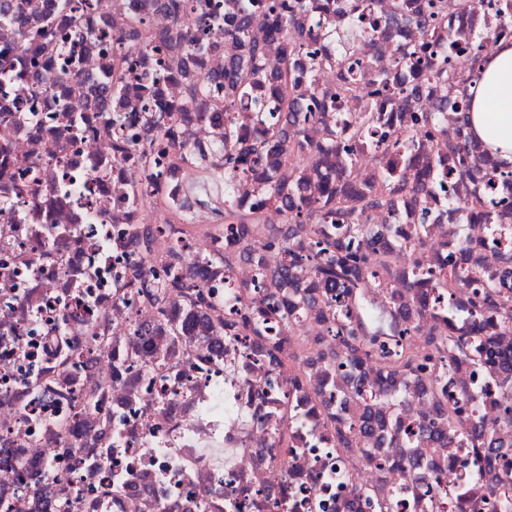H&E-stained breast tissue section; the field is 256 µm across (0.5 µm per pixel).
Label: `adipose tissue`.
<instances>
[{
  "label": "adipose tissue",
  "instance_id": "1",
  "mask_svg": "<svg viewBox=\"0 0 512 512\" xmlns=\"http://www.w3.org/2000/svg\"><path fill=\"white\" fill-rule=\"evenodd\" d=\"M470 93L473 136L496 160L512 164V44L497 45Z\"/></svg>",
  "mask_w": 512,
  "mask_h": 512
}]
</instances>
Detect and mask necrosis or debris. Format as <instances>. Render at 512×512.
Segmentation results:
<instances>
[{
  "label": "necrosis or debris",
  "instance_id": "1",
  "mask_svg": "<svg viewBox=\"0 0 512 512\" xmlns=\"http://www.w3.org/2000/svg\"><path fill=\"white\" fill-rule=\"evenodd\" d=\"M306 3L257 62L289 72L288 89L203 118L184 109V75L225 103L210 77L237 49L152 0H73L81 22L59 17L51 66L84 81L79 97L36 84L42 61L0 26V512H512V168L460 132L476 62L512 41V13L485 0L427 41L432 0ZM114 81L130 88L118 125L94 109ZM289 101L307 119L285 157L238 171L224 202L260 206L262 223L214 221L225 123L264 138ZM301 162L310 203L367 200L364 232L340 238L367 260L361 287L316 273L335 225L261 202L265 175ZM457 269L476 280L456 287ZM487 272L506 282L479 314ZM475 319L493 365L435 348ZM367 412L385 427L364 433ZM450 415L465 430L443 445ZM471 425L496 453L471 445Z\"/></svg>",
  "mask_w": 512,
  "mask_h": 512
}]
</instances>
